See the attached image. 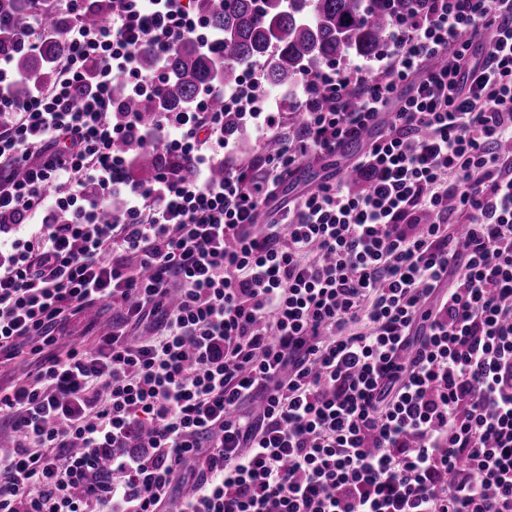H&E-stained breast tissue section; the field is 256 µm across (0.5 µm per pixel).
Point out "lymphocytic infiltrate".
<instances>
[{
	"instance_id": "1",
	"label": "lymphocytic infiltrate",
	"mask_w": 512,
	"mask_h": 512,
	"mask_svg": "<svg viewBox=\"0 0 512 512\" xmlns=\"http://www.w3.org/2000/svg\"><path fill=\"white\" fill-rule=\"evenodd\" d=\"M32 8L66 21L24 99L0 53V235L30 227L0 260V354L42 358L0 396V512H162L188 462L178 512H512V0H409L373 63L274 98L255 66L222 109L150 122L112 82L155 100L181 40L218 49L188 0ZM358 141L349 176L274 207ZM99 301L111 334L43 356ZM133 441L152 456L95 479ZM362 148L359 145H352L345 149L336 158H329L320 162L304 164L290 181H285L280 187V195H296L299 191L313 186L320 182L321 177L336 171V175L343 176L351 167L352 161L358 157Z\"/></svg>"
}]
</instances>
